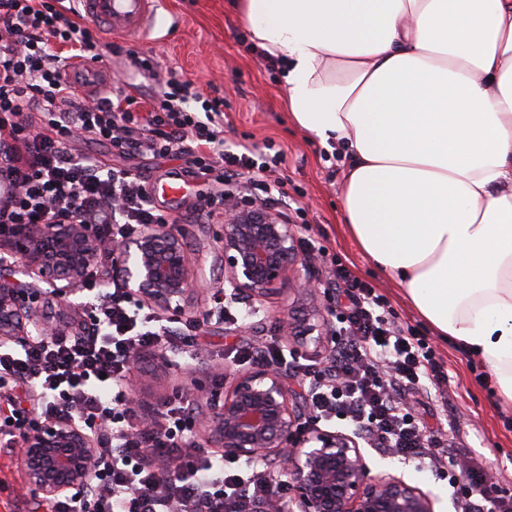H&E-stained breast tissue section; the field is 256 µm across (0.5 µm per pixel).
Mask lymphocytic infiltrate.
Listing matches in <instances>:
<instances>
[{"mask_svg":"<svg viewBox=\"0 0 512 512\" xmlns=\"http://www.w3.org/2000/svg\"><path fill=\"white\" fill-rule=\"evenodd\" d=\"M125 51L66 0H0V238L37 222L75 220L113 242L167 223L138 174L103 168L78 152L88 136L124 153L183 159L198 176L223 167L226 183L240 186L244 198L304 217L302 202L284 189V152L226 148L221 100L205 98L191 81L167 78L147 102L117 79L111 95L80 93L68 74L72 60ZM327 283L333 355L322 369H300L316 418L347 421L371 447L428 465L447 479L454 512H512V489L481 468L460 466L409 406L410 396L448 381L424 336L341 259H331ZM84 288L89 298L74 330L19 351L0 347V385L19 390L7 400L0 450L72 414L103 441L93 480L80 496L55 500L51 512H253L270 493V474L262 465L225 466L223 456L197 447L191 400L167 405L152 427L135 425L125 386L132 356L190 347L194 337L163 330L153 308L106 288L98 269L89 270ZM163 462L177 464L183 477L164 478Z\"/></svg>","mask_w":512,"mask_h":512,"instance_id":"obj_1","label":"lymphocytic infiltrate"}]
</instances>
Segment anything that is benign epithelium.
I'll use <instances>...</instances> for the list:
<instances>
[{"instance_id":"1","label":"benign epithelium","mask_w":512,"mask_h":512,"mask_svg":"<svg viewBox=\"0 0 512 512\" xmlns=\"http://www.w3.org/2000/svg\"><path fill=\"white\" fill-rule=\"evenodd\" d=\"M221 245L224 280L217 292L224 303H249L253 312L291 290L304 269L292 225L264 207L243 205L224 216ZM103 247L87 225L74 221L29 226L1 250V266L33 273L49 289L18 288L0 280V344H26L67 332L71 322H48L30 302L44 295L79 312L71 296ZM110 279L169 319L184 315L191 297L206 284L183 235L158 224L112 249ZM297 292L306 301L304 313L284 306L276 319L285 338L294 339L293 351L318 353L328 341L318 290L307 282ZM224 375L232 377L233 385L211 393L210 411L199 427L207 443L225 455L278 463L290 495L284 499L271 493L262 512H434L430 494L403 477L372 473L354 435L301 430L296 395L278 367H226ZM95 451V438L70 415L27 432L20 461L30 489L53 501L81 492L90 482Z\"/></svg>"}]
</instances>
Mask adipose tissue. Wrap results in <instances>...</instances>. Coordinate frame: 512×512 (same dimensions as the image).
<instances>
[{"instance_id":"adipose-tissue-1","label":"adipose tissue","mask_w":512,"mask_h":512,"mask_svg":"<svg viewBox=\"0 0 512 512\" xmlns=\"http://www.w3.org/2000/svg\"><path fill=\"white\" fill-rule=\"evenodd\" d=\"M343 219L512 404V0H234Z\"/></svg>"}]
</instances>
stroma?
I'll use <instances>...</instances> for the list:
<instances>
[{
    "mask_svg": "<svg viewBox=\"0 0 512 512\" xmlns=\"http://www.w3.org/2000/svg\"><path fill=\"white\" fill-rule=\"evenodd\" d=\"M179 25L154 44H136L150 56L159 73L170 72L191 80L205 97L224 102V140L227 146L268 144L286 153L285 189L301 198L306 207L309 235L324 245L329 255L345 257L352 272L384 295L400 319L427 336L437 357L443 359L449 381L431 399H422L420 413L434 435L447 438L469 460L477 462L494 480L512 488V405L496 394L494 377L477 380L482 364L452 341L435 336L414 310L403 288L385 277L371 259L347 235L342 221L344 171L341 163L309 138L290 119L280 74L252 46L246 30L231 11L230 0H170ZM82 151L96 156L105 167L125 168L148 183H161L183 167L173 157L123 154L107 142L89 140ZM227 187L221 170L204 178H189L178 199L155 197V205L176 218V227L187 236L189 250L209 280L224 274L217 236L220 219L198 216L201 201L222 199ZM277 323L221 321L199 328L201 347L196 359H181L179 367L161 365L154 351L141 355L138 413L146 417L162 410L176 390L199 381L212 388L213 374L235 366L234 353L244 346L261 347L276 335ZM374 470L404 473L406 478L435 499V512H454L448 483L429 467L405 463L399 458L368 449ZM0 512H44L27 487L19 453L0 451Z\"/></svg>",
    "mask_w": 512,
    "mask_h": 512,
    "instance_id": "stroma-1",
    "label": "stroma"
}]
</instances>
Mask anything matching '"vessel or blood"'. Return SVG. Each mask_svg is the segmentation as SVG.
<instances>
[{
    "mask_svg": "<svg viewBox=\"0 0 512 512\" xmlns=\"http://www.w3.org/2000/svg\"><path fill=\"white\" fill-rule=\"evenodd\" d=\"M83 16L112 35L149 38L161 26L166 0H80Z\"/></svg>",
    "mask_w": 512,
    "mask_h": 512,
    "instance_id": "1",
    "label": "vessel or blood"
}]
</instances>
